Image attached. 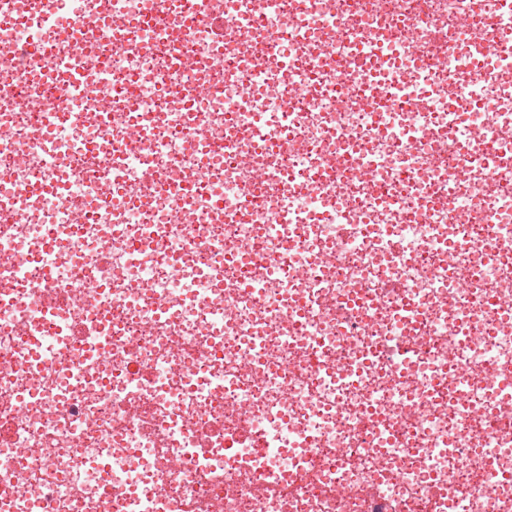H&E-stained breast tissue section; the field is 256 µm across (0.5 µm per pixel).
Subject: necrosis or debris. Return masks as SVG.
<instances>
[{
	"label": "necrosis or debris",
	"mask_w": 512,
	"mask_h": 512,
	"mask_svg": "<svg viewBox=\"0 0 512 512\" xmlns=\"http://www.w3.org/2000/svg\"><path fill=\"white\" fill-rule=\"evenodd\" d=\"M2 85L0 512H512V8L16 0ZM56 68L64 73L76 90H86V76L93 69L91 62L81 53L56 60Z\"/></svg>",
	"instance_id": "4bbe7bcc"
}]
</instances>
